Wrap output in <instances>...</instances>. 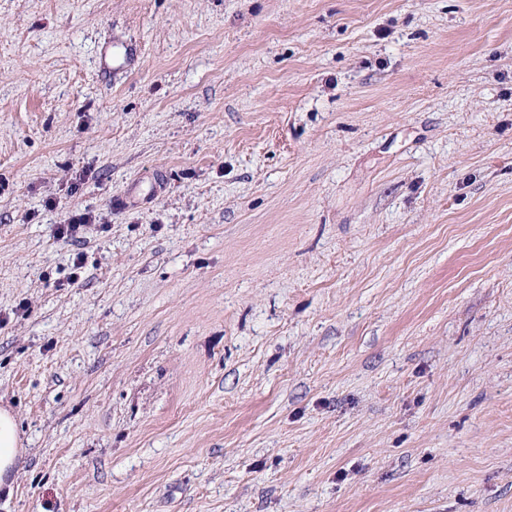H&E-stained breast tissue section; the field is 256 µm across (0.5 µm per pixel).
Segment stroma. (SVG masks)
Segmentation results:
<instances>
[{
  "label": "stroma",
  "mask_w": 512,
  "mask_h": 512,
  "mask_svg": "<svg viewBox=\"0 0 512 512\" xmlns=\"http://www.w3.org/2000/svg\"><path fill=\"white\" fill-rule=\"evenodd\" d=\"M0 407V512H512V0H0ZM18 422L8 410L0 411V481L1 476L11 472L20 454Z\"/></svg>",
  "instance_id": "35a3bbf8"
}]
</instances>
